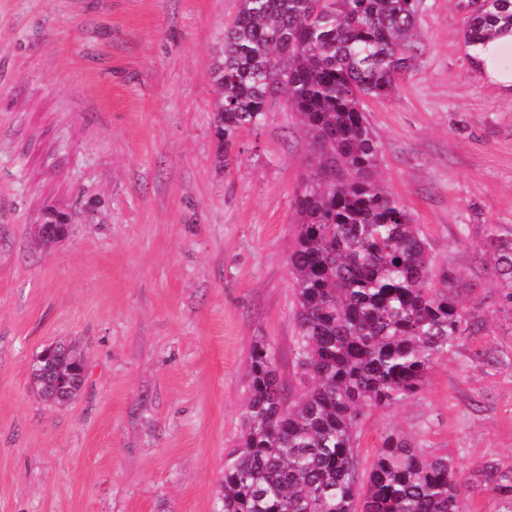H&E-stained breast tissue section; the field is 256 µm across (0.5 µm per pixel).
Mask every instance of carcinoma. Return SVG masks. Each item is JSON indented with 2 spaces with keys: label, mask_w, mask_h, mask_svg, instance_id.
Instances as JSON below:
<instances>
[{
  "label": "carcinoma",
  "mask_w": 512,
  "mask_h": 512,
  "mask_svg": "<svg viewBox=\"0 0 512 512\" xmlns=\"http://www.w3.org/2000/svg\"><path fill=\"white\" fill-rule=\"evenodd\" d=\"M474 45L512 29V0H458ZM424 0H238L224 25L216 134L224 149L280 104L309 145L294 196L288 254L296 365L310 378L286 392L271 349L250 348L244 434L224 465V512H467L466 473L393 434L365 472L359 426L373 408L417 393L474 315L459 281L437 270L431 244L379 176L382 144L363 111L393 96L421 57ZM487 247L512 308V242ZM483 482L512 499V471L490 463Z\"/></svg>",
  "instance_id": "cac0c4a2"
}]
</instances>
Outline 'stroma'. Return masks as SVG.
I'll use <instances>...</instances> for the list:
<instances>
[{
    "instance_id": "35a3bbf8",
    "label": "stroma",
    "mask_w": 512,
    "mask_h": 512,
    "mask_svg": "<svg viewBox=\"0 0 512 512\" xmlns=\"http://www.w3.org/2000/svg\"><path fill=\"white\" fill-rule=\"evenodd\" d=\"M238 0H0V512H223L249 351L292 393L293 197L307 144L273 108L227 159L209 73ZM453 0H425L424 54L367 101L379 175L480 320L420 391L370 411L468 477L512 467V314L485 245L512 241V91L485 82ZM69 225L46 246L40 225ZM85 353L61 407L31 387L45 347Z\"/></svg>"
}]
</instances>
